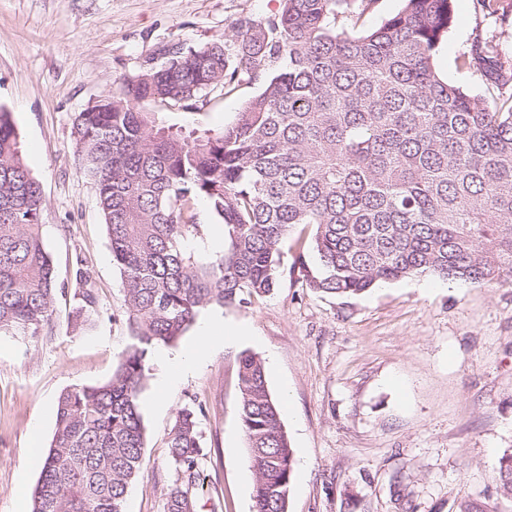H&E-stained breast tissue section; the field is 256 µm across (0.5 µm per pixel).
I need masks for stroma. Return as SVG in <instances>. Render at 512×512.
<instances>
[{
	"label": "stroma",
	"instance_id": "1",
	"mask_svg": "<svg viewBox=\"0 0 512 512\" xmlns=\"http://www.w3.org/2000/svg\"><path fill=\"white\" fill-rule=\"evenodd\" d=\"M496 16L453 0L435 58L449 81L483 94L458 59L474 35L494 36L512 59V0ZM280 0H0V109L40 182L42 233L58 288L37 336L0 334V512L31 505L55 431L57 399L109 379L129 343L122 279L112 262L96 187L79 170L74 119L152 64L162 45L236 42L230 24L276 14ZM258 91L214 90L192 105L147 111L185 129L232 124ZM98 293V315L74 327L75 272ZM250 335L216 347L150 406L164 372L151 359L141 393L144 472L124 512H164L176 478L167 434L180 409L200 407L197 512H252L255 480L239 417L238 359L265 357L269 390L303 470L288 512H512L498 461L512 453V285L432 276L386 283L354 297L326 296L283 273L277 288L219 308Z\"/></svg>",
	"mask_w": 512,
	"mask_h": 512
}]
</instances>
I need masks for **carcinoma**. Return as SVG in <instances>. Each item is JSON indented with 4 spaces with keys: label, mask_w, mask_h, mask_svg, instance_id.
I'll use <instances>...</instances> for the list:
<instances>
[{
    "label": "carcinoma",
    "mask_w": 512,
    "mask_h": 512,
    "mask_svg": "<svg viewBox=\"0 0 512 512\" xmlns=\"http://www.w3.org/2000/svg\"><path fill=\"white\" fill-rule=\"evenodd\" d=\"M263 21L231 23L238 43L160 50L164 61L123 81L74 121L96 187L113 264L122 277L129 343L111 377L57 401L56 428L31 512H123L144 469L140 394L149 360L209 306L270 293L291 229L312 224L318 267L298 253L306 287L340 297L420 276L512 282V63L481 33L460 67L482 74L479 97L442 77L434 58L453 0H404L369 31H339L377 0H281ZM261 84L220 131L164 125L146 102L176 105L214 89ZM208 202L227 229L224 252L200 261L186 241ZM44 199L0 110V333L36 336L57 286L41 234ZM76 324L98 294L76 269ZM239 412L255 474L253 512H288L295 457L263 360L238 361ZM177 479L167 512H196L197 410L182 408L167 437ZM512 499V453L499 460Z\"/></svg>",
    "instance_id": "carcinoma-1"
}]
</instances>
